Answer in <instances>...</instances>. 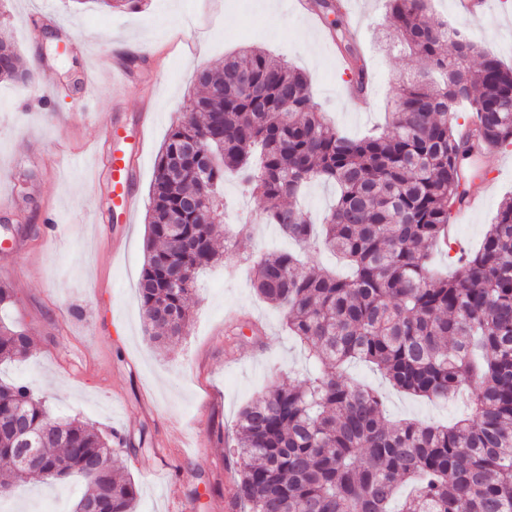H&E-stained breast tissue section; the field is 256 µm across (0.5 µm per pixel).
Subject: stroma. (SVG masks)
<instances>
[{"label": "stroma", "instance_id": "obj_1", "mask_svg": "<svg viewBox=\"0 0 512 512\" xmlns=\"http://www.w3.org/2000/svg\"><path fill=\"white\" fill-rule=\"evenodd\" d=\"M295 0H143L118 12L95 0H6L0 40L34 59L38 77L27 84L0 82V285L13 305L0 318L26 330L28 355L0 365V379H33L49 397L53 417L76 418L109 438L142 441L119 458L138 489L136 512H229L235 492L228 471V433L241 407L303 368L298 342L281 312L253 288V262L264 252L294 249L272 224L262 223L261 198L224 185L226 209L216 238L229 237L228 263L203 270L187 336L169 350L149 341L137 283L145 259L146 212L155 161L173 125L187 119L195 71L223 64L244 47H258L292 63L307 78L313 104L345 136L358 138L384 124L393 107L396 76L424 72V63L382 40L383 0H346L358 25L348 38L370 69V100L358 108L346 96L348 75L329 29L294 7ZM53 33L38 57L28 36L30 16ZM430 12L465 24L484 49L512 66V0L471 15L461 0H431ZM120 56L124 80L101 67V55ZM96 75L83 91L84 70ZM152 114L133 224L103 223L107 201L96 180L95 146L102 122H114V152L134 142L141 115ZM481 208L454 215L457 236L478 244L503 197L512 194V147L497 168L474 178ZM60 232L47 236L48 215ZM350 375L385 396L389 420L448 424L458 411L399 392L369 366ZM81 484L34 481L0 512H72Z\"/></svg>", "mask_w": 512, "mask_h": 512}]
</instances>
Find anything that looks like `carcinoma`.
<instances>
[{
  "mask_svg": "<svg viewBox=\"0 0 512 512\" xmlns=\"http://www.w3.org/2000/svg\"><path fill=\"white\" fill-rule=\"evenodd\" d=\"M385 2L390 36L426 72L400 86L384 128L341 135L315 111L301 72L251 47L196 72L192 117L171 128L157 156L137 290L158 348L188 333L198 273L219 260L212 232L229 177L265 201V223L351 268L340 276L291 251L256 261V292L283 312L311 370L239 412L231 453L245 512H512V195L476 251L454 252L448 236L452 207L469 202L465 167L480 160L473 175L485 178L497 151L512 146V67L464 29L449 33L429 0ZM314 7L364 93L367 67L342 28L344 0ZM473 58L477 66H464ZM34 78L18 48L1 41L0 81ZM460 103L469 111H455ZM312 182L337 188L320 225L297 206ZM439 251L456 274L434 268ZM168 258L185 271L173 286L163 284ZM29 345L0 323V364ZM355 360L400 392L461 400L467 413L447 426L390 422L383 395L347 377ZM16 418L49 438L36 466L11 463L22 437L9 428ZM120 452L85 424L51 417L33 384L0 382V498L31 480L74 478L85 486L74 512H135L136 485L112 465Z\"/></svg>",
  "mask_w": 512,
  "mask_h": 512,
  "instance_id": "1",
  "label": "carcinoma"
}]
</instances>
